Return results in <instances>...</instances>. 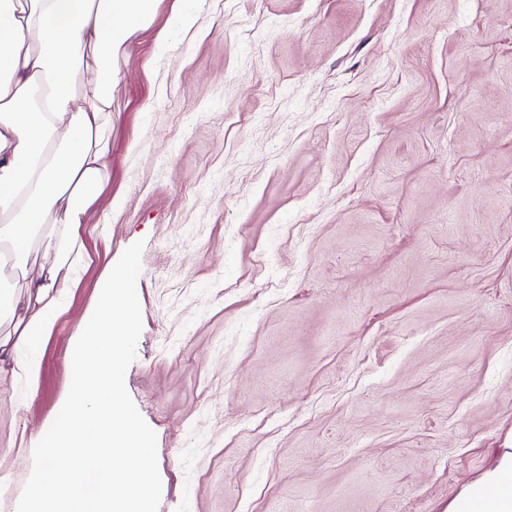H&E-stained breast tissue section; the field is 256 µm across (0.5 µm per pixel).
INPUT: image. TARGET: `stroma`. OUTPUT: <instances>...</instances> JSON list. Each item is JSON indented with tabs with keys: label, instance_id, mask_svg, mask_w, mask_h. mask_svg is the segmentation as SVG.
Returning <instances> with one entry per match:
<instances>
[{
	"label": "stroma",
	"instance_id": "35a3bbf8",
	"mask_svg": "<svg viewBox=\"0 0 512 512\" xmlns=\"http://www.w3.org/2000/svg\"><path fill=\"white\" fill-rule=\"evenodd\" d=\"M116 67L80 281L0 374V512L139 240L158 512H448L512 448V0H157Z\"/></svg>",
	"mask_w": 512,
	"mask_h": 512
}]
</instances>
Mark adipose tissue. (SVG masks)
<instances>
[{"label":"adipose tissue","mask_w":512,"mask_h":512,"mask_svg":"<svg viewBox=\"0 0 512 512\" xmlns=\"http://www.w3.org/2000/svg\"><path fill=\"white\" fill-rule=\"evenodd\" d=\"M155 0H0V354L34 383L112 168L113 55ZM448 512H512V448Z\"/></svg>","instance_id":"ef3b65f1"}]
</instances>
